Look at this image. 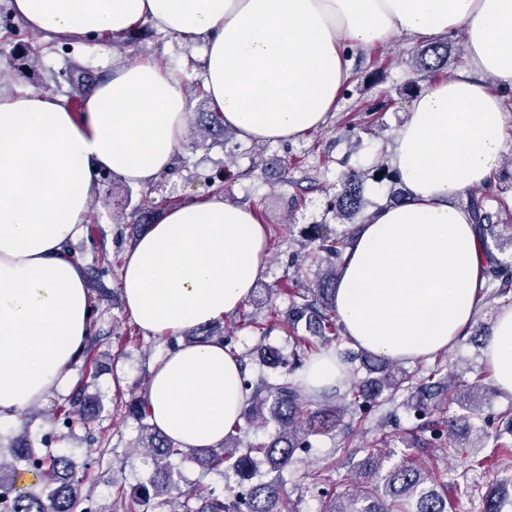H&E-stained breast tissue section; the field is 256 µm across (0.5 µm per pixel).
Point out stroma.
I'll use <instances>...</instances> for the list:
<instances>
[{"label": "stroma", "mask_w": 512, "mask_h": 512, "mask_svg": "<svg viewBox=\"0 0 512 512\" xmlns=\"http://www.w3.org/2000/svg\"><path fill=\"white\" fill-rule=\"evenodd\" d=\"M141 33L139 40L122 46L108 43L96 52L47 44L29 34L0 0V70L15 71L18 59L37 56L36 67L15 72V88L45 89L66 101L71 92L67 77L74 70L85 71L97 81L140 59L159 57L169 68L182 72L188 87H195L200 80L201 46L189 47L172 36L153 34L148 25L142 26ZM424 43L421 37L395 36L370 50L354 52L352 80L336 112L326 126L299 140L260 145L235 137L199 147L187 140L176 155L174 168L151 186L136 187L127 194L123 182L103 178L91 205L86 235L73 248L74 258L82 265L104 261L103 282L112 291L111 298L95 300V329L103 342L91 391L99 397L101 410L88 425L60 431L52 442L53 447L67 449L76 463H89L88 485L99 512H122L119 490H132L149 474L132 452L140 432L137 422L128 417L126 404L132 395L143 394L152 366L167 348L166 339L140 334L118 287L115 259L131 248L137 236L135 210L159 212L211 192L214 184L224 183L225 162H232L237 178L225 183L224 199L261 214L269 231L270 255L259 285L269 289L273 307L287 311L290 299L281 284L293 275V256L307 225L334 224L324 207L341 173L388 159L394 135L409 116L411 99L403 95L404 85L414 78L421 87L430 85V77L415 75L410 66ZM370 106L378 107L380 114L377 126L367 131L364 110ZM266 316V309L247 304L218 328L233 334L237 353H249L263 343L288 352L287 326H272L265 336L256 329V322ZM438 362L468 381L475 380L484 368L481 349L465 338L439 360L415 361L407 369L423 374ZM85 374V361L73 364L67 385L20 412L15 420L1 424L0 433L9 439L25 433L32 444H39L42 435L52 429L55 407L64 404ZM407 397V391H399L393 400L367 411L363 419L340 422L335 431L312 437L308 453L282 473L285 491L301 499L299 512H320L324 489H347L354 466L366 449L375 446L381 447L388 468L409 456L424 460L431 479L447 487L449 512H481L482 496L493 481L512 476V455L498 456L492 440L482 438L479 429L491 417L500 430L511 426L503 413L512 406V395L488 392L480 411L473 414L451 407L446 413L452 425L445 451L418 447L417 421L403 406ZM391 412L400 419L403 437L385 444L382 422Z\"/></svg>", "instance_id": "obj_1"}]
</instances>
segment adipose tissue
Here are the masks:
<instances>
[{"label": "adipose tissue", "instance_id": "1", "mask_svg": "<svg viewBox=\"0 0 512 512\" xmlns=\"http://www.w3.org/2000/svg\"><path fill=\"white\" fill-rule=\"evenodd\" d=\"M50 43L97 45L138 25L205 45L204 88L240 138L295 141L323 126L351 78L348 49L391 36L463 37L468 71L429 85L397 130V205L371 210L344 253L336 314L353 346L413 362L466 336L483 290V256L459 195L488 185L512 87V0H7ZM189 91L146 58L98 82L81 112L35 89L0 90V420L69 378L92 329L93 300L69 253L111 173L152 185L187 133ZM268 229L213 192L164 210L125 252L119 288L135 324L166 336L235 315L261 279ZM498 388L512 393V303L484 341ZM298 378L312 395L344 389L335 352ZM150 421L191 448L214 447L248 396L239 363L217 341L167 350L149 378Z\"/></svg>", "mask_w": 512, "mask_h": 512}]
</instances>
